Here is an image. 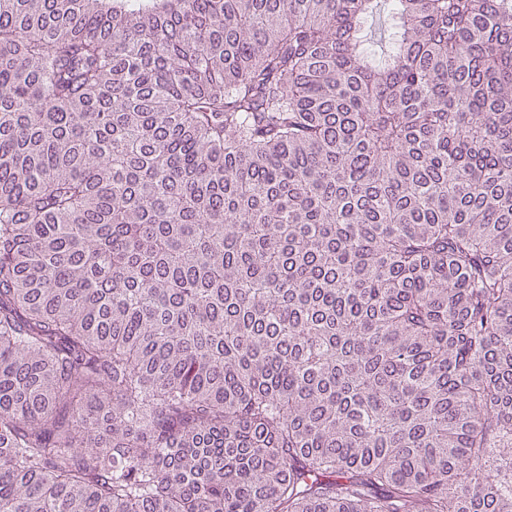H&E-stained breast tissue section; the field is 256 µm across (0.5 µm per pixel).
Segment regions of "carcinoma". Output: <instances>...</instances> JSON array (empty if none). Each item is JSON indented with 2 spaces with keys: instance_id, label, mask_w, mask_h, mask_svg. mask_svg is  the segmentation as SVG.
<instances>
[{
  "instance_id": "carcinoma-1",
  "label": "carcinoma",
  "mask_w": 512,
  "mask_h": 512,
  "mask_svg": "<svg viewBox=\"0 0 512 512\" xmlns=\"http://www.w3.org/2000/svg\"><path fill=\"white\" fill-rule=\"evenodd\" d=\"M0 0V512H512V0ZM389 1L381 0L376 14L368 17L364 23L366 43L377 57H382L401 31V20Z\"/></svg>"
}]
</instances>
